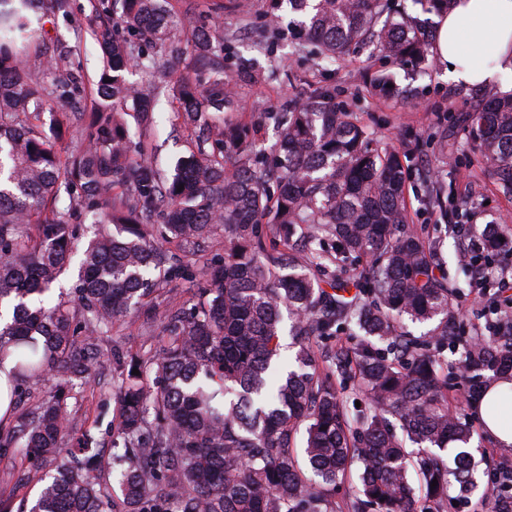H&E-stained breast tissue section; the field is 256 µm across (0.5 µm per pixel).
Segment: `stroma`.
I'll return each mask as SVG.
<instances>
[{
  "mask_svg": "<svg viewBox=\"0 0 512 512\" xmlns=\"http://www.w3.org/2000/svg\"><path fill=\"white\" fill-rule=\"evenodd\" d=\"M224 9L212 14L210 22L224 33V69L233 78L234 106L225 118L251 131L260 130L272 138V125H260L258 107L278 110L289 99L317 87L329 89L336 105L351 112L374 133L381 147L398 152L414 170L408 187L411 224L430 239H442L448 274L460 298L459 320L468 333L484 330L483 303L478 289L497 292L500 275L512 271V196L502 193L489 170L472 149L466 116L480 93L479 88L449 83L435 56L410 61L397 69L400 94L383 95L372 84L380 67L372 44L358 47L344 60L329 68L317 64L312 52L296 50L293 40L277 38L274 28H288L298 19L276 0H223ZM161 127L163 144L155 156L162 172H169L175 160L189 152L194 138L184 125L177 106L166 104ZM430 172L444 193H457L462 180H469L472 196L456 202L453 212L440 215L429 205L422 185L423 172ZM483 227L501 226L503 241L490 262L491 274L474 280L458 256L467 223ZM142 318L137 313L123 317L109 335L101 337L104 355L114 351L134 352L145 343ZM111 367H104L96 380L77 389L69 401L74 433L91 431L101 442H109L111 401L101 399L98 390H115ZM39 488L38 477L27 464L15 460L0 463V496L8 498L13 512L32 499Z\"/></svg>",
  "mask_w": 512,
  "mask_h": 512,
  "instance_id": "obj_1",
  "label": "stroma"
}]
</instances>
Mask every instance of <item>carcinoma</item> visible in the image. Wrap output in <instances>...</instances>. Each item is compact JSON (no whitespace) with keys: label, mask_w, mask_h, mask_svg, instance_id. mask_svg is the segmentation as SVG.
<instances>
[{"label":"carcinoma","mask_w":512,"mask_h":512,"mask_svg":"<svg viewBox=\"0 0 512 512\" xmlns=\"http://www.w3.org/2000/svg\"><path fill=\"white\" fill-rule=\"evenodd\" d=\"M288 4L325 60L373 38L383 94L397 87L391 66L430 51L406 21L382 20L386 0ZM36 9L67 17L71 3L0 0V355L14 361L15 405L22 386L53 381L34 409L0 428V458L48 471L28 512H336V485L356 464L345 512H445L453 483L468 497L474 460L448 446L469 444L473 432L448 410L440 359L455 338V292L409 224L411 167L323 88L286 111H262L275 133L263 148L226 127L224 35L203 21L184 73L161 88L131 80L133 69L154 67L146 49L161 53L177 39L182 19L170 0H97L103 65L87 112L81 25L72 45L29 63L20 55ZM163 96L186 125L206 129L170 177L153 161ZM124 112L137 115L139 135ZM69 128L84 131L87 146L63 154L56 141ZM471 135L512 194V97L480 103ZM88 218L114 230L80 251L75 227ZM219 228L231 247L215 264L204 247ZM301 233L331 240V275L292 247ZM188 247L201 259L194 274ZM352 255L368 269L348 273ZM75 258L72 298L56 300ZM178 280L193 283L197 301L159 308L155 293ZM132 308L157 347L113 357L112 452L103 458L91 433L61 447L75 382L101 364L98 337ZM285 311L295 352L282 365ZM406 319L430 325L434 352L402 333ZM354 329L355 347L326 354L321 374L317 340ZM464 354L490 385L498 360L512 357V337L482 336ZM352 378L367 400L354 415L343 401Z\"/></svg>","instance_id":"cac0c4a2"}]
</instances>
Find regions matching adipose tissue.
Wrapping results in <instances>:
<instances>
[{
	"instance_id": "obj_1",
	"label": "adipose tissue",
	"mask_w": 512,
	"mask_h": 512,
	"mask_svg": "<svg viewBox=\"0 0 512 512\" xmlns=\"http://www.w3.org/2000/svg\"><path fill=\"white\" fill-rule=\"evenodd\" d=\"M435 56L449 81L478 86L512 77V0H450Z\"/></svg>"
}]
</instances>
